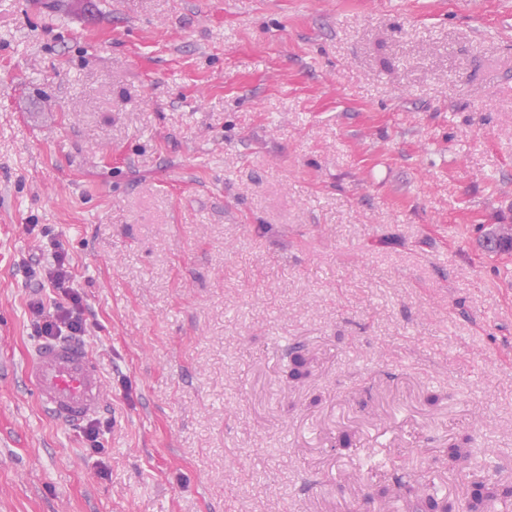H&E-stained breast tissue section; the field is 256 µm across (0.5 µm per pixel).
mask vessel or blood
Wrapping results in <instances>:
<instances>
[{"mask_svg":"<svg viewBox=\"0 0 512 512\" xmlns=\"http://www.w3.org/2000/svg\"><path fill=\"white\" fill-rule=\"evenodd\" d=\"M27 389L54 420L75 430L95 417L107 399L95 351L73 341H44L26 357Z\"/></svg>","mask_w":512,"mask_h":512,"instance_id":"obj_1","label":"vessel or blood"}]
</instances>
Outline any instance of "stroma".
<instances>
[{
	"label": "stroma",
	"mask_w": 512,
	"mask_h": 512,
	"mask_svg": "<svg viewBox=\"0 0 512 512\" xmlns=\"http://www.w3.org/2000/svg\"><path fill=\"white\" fill-rule=\"evenodd\" d=\"M496 224L512 0H0V512L512 484ZM55 246L105 379L96 451L21 378ZM466 437L484 469L449 466ZM310 357L304 346L296 343L288 348V378L291 381H301L309 375Z\"/></svg>",
	"instance_id": "obj_1"
}]
</instances>
